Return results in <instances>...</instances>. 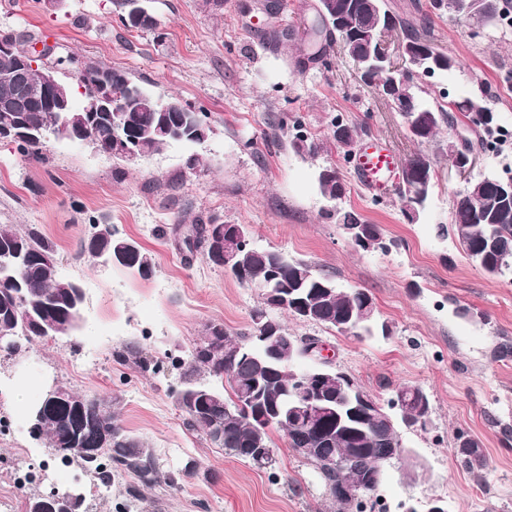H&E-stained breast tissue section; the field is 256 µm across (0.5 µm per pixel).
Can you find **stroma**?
Returning a JSON list of instances; mask_svg holds the SVG:
<instances>
[{"label":"stroma","instance_id":"35a3bbf8","mask_svg":"<svg viewBox=\"0 0 512 512\" xmlns=\"http://www.w3.org/2000/svg\"><path fill=\"white\" fill-rule=\"evenodd\" d=\"M277 25L292 36L278 48L264 40L258 0H149L152 29L125 27L115 0H0V34L27 32L56 54L124 71L161 96L175 95L203 114L204 143L171 144L123 162L78 143L49 142L40 157L0 140V224L39 227L58 253L62 277L78 281L84 298L70 336L34 342L22 354L0 353V488L16 472L44 471L33 493L81 489L76 467L48 457L29 434L27 411L55 384L105 398L124 427L150 448L162 473L195 474L177 486L152 487L123 477L92 500L95 512H338L315 469L272 433L275 464L260 470L210 447L186 427L175 392L188 356L218 322L234 336L247 333L262 304L246 288L205 261L187 255L185 230L217 218L247 226L253 240L335 274L345 289L373 298L389 337L358 338L279 314L290 334L328 345L333 366L387 401L394 386L415 385L432 402L427 430H403L413 460L393 462L375 492L380 512H423L434 498L450 512H512V273L489 277L464 255L450 224L455 195L471 175L512 176V25L480 31L431 8L430 0H386L418 34L460 66L419 78L429 102L484 98L501 129L494 151L476 152L470 172L448 157L454 132L414 141L398 112L366 85L341 44L326 64L301 67L302 21L316 0H279ZM342 117L358 140L378 137L406 162L416 153L434 160L429 204L415 218L397 193L376 197L357 182L344 149L330 140V121ZM321 142L314 156L298 152V137ZM203 156L189 166L190 155ZM336 168L346 195L325 201L317 174ZM381 225L388 253L356 249L340 227L343 212ZM114 225L152 256L143 278L79 254L92 223ZM140 358L126 356L127 347ZM26 391L25 404L14 401ZM480 441L488 460L482 476L456 462L458 435Z\"/></svg>","mask_w":512,"mask_h":512}]
</instances>
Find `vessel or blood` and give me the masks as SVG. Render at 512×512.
<instances>
[{
    "mask_svg": "<svg viewBox=\"0 0 512 512\" xmlns=\"http://www.w3.org/2000/svg\"><path fill=\"white\" fill-rule=\"evenodd\" d=\"M348 166L360 186L373 195H387L397 183V157L382 139H367L349 157Z\"/></svg>",
    "mask_w": 512,
    "mask_h": 512,
    "instance_id": "b4317fda",
    "label": "vessel or blood"
}]
</instances>
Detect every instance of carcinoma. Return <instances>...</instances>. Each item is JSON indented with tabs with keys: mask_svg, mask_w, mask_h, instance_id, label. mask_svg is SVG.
I'll return each mask as SVG.
<instances>
[{
	"mask_svg": "<svg viewBox=\"0 0 512 512\" xmlns=\"http://www.w3.org/2000/svg\"><path fill=\"white\" fill-rule=\"evenodd\" d=\"M336 9L346 14L347 26L361 31L372 29L376 16L389 19L392 27L400 28L410 41H419L410 25L397 13L386 7L384 0H336ZM304 59L311 64L325 63L329 49L335 42L345 41V31L331 19H325L320 10L304 22ZM74 63V58L58 56L55 59L35 58L4 76L0 75V100L14 98L20 85L32 86L42 74L57 69L64 63ZM427 64L413 66L396 75V84L391 88L394 103L413 112L429 111L435 120L429 127L423 142H431L444 122L448 127L458 125L455 113L467 119L483 114L489 118L474 125L490 136L497 126L498 116L482 99L462 97L451 102V107L442 104L431 106L421 101L417 95L418 79L424 75ZM112 77V89L124 95L144 96L146 91L132 83L121 71L108 68ZM77 86L67 85L69 92L82 89V99L94 95L98 90L97 78L89 73L76 76ZM21 111L11 113L14 128L26 131V135L16 140L20 149L33 156H39L59 125L61 113L44 112L33 101L19 99ZM130 123L141 134L145 154H153L169 143L171 137L154 134L163 120H170L175 126L186 129L196 126L195 112H154L150 109L134 110L128 113ZM497 178L493 173L479 176L471 185L457 194L451 211V224L464 254L489 276H503L512 272V200L495 199L487 181ZM434 180V169L418 171V159L409 158L404 165L399 198L403 211L410 215L423 208L428 200ZM317 187L324 198L339 200L345 194V186L336 169L325 175L318 173ZM341 227L344 231L355 230L363 237L357 244L361 250H388L383 229L378 224L362 222L346 213ZM224 228V223L210 219L193 225L185 237V244H195V248H208L211 233ZM91 238L97 248L89 245V240L80 242V254L92 258L109 256L125 242L135 245L137 252L131 255L132 266L128 270L141 273V261L150 254L141 244L118 234L112 224H95ZM56 248L41 235L35 227L20 231L11 224H0V333L13 336L16 346L11 354L24 351L35 340L57 337L48 322L60 325L78 320L80 307L75 305L77 283L66 282L56 272ZM239 270L229 272L240 285L259 288L272 284L280 289V295L263 296L264 307L252 314L249 335L235 339L224 348L230 354L229 364H213L199 353L200 345L190 351L185 371L181 378L180 390L176 392V402L186 424L200 430L207 442L214 448L224 450L235 458L253 461V450L272 447V429L264 427L257 418L259 408L246 397L243 391H258V397L266 404L288 407L296 388L293 361L307 354V349L299 343L285 347L280 353L277 365L269 369L255 352L252 336L258 331V319L270 320L269 311L278 310L293 318H299L297 310L287 296L304 300L309 314L304 321L320 326L338 328L345 316L354 307L370 297L364 290H345L338 286L335 276L316 268L312 263L288 257L285 253L257 246L253 243L239 250L236 258ZM391 333L386 324L375 320H353L345 334L350 336L384 337ZM212 377L227 381L229 394L224 388L210 387L217 395L220 404L213 402L194 409L181 400L182 390L189 384L206 386L202 378ZM393 392H403L408 404L405 415L416 418L421 415V400H430L420 387L398 385ZM85 411L78 412L68 406L57 407L50 415L37 418L36 410H31L32 427L30 433L47 440L51 456L79 468L91 479L109 483L114 475L130 474L142 485L150 487L157 483L160 466L153 449L144 446L131 436L112 413L107 400L98 396H83ZM364 434L346 442L335 431L332 434L336 446L355 448L353 459L344 468L336 471L325 470L322 452L331 445L318 444L316 451L306 455L307 461L323 472L324 483L339 482L354 471H369L377 461L405 447L401 433H396L384 422L366 421L362 426ZM459 465L472 474L485 470L487 461L480 443L471 439L466 448L457 452Z\"/></svg>",
	"mask_w": 512,
	"mask_h": 512,
	"instance_id": "1",
	"label": "carcinoma"
}]
</instances>
